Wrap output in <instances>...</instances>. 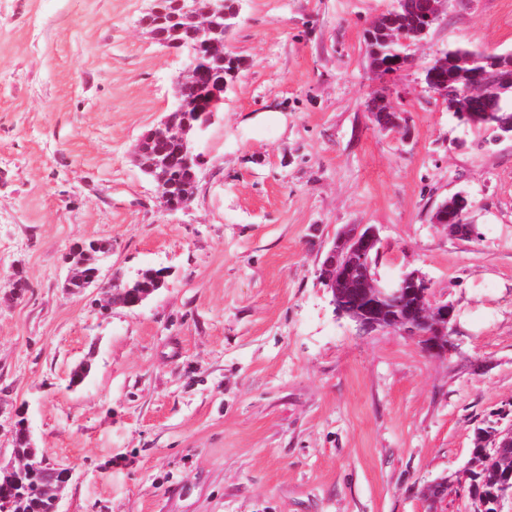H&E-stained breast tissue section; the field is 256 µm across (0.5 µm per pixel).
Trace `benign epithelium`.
<instances>
[{
    "label": "benign epithelium",
    "mask_w": 512,
    "mask_h": 512,
    "mask_svg": "<svg viewBox=\"0 0 512 512\" xmlns=\"http://www.w3.org/2000/svg\"><path fill=\"white\" fill-rule=\"evenodd\" d=\"M240 2L242 0H211L208 8L195 11L186 6L187 0H150L149 7L139 20V27L151 38L154 37L151 28L163 16H169L180 24L191 23L196 28L198 41L184 48L186 67L178 80L173 104V111L186 114V119L181 126L176 127L172 117L166 116L141 136L143 140L162 139L177 144L189 166L197 167L200 164V154L196 153L194 146L195 137L211 124L214 114L224 102L227 89L224 76H216L207 71L206 59L212 55H224V38L218 37V30L210 24L209 17L216 14L233 21L239 15ZM445 6V0H422L419 13L423 24L418 36L428 33ZM393 40L402 47V51L393 59L394 66L401 67L409 62L408 51L416 42L406 37L401 29L393 31ZM452 65L454 62L447 57L437 56L424 70L427 89L439 100L449 104V111L473 126L489 119L490 113L475 111V105L485 100L483 90L489 80L512 86V52L483 53L473 58L468 68L458 71L457 82L450 87L448 82L441 79L440 74ZM389 99L390 88L383 84L372 93L368 101L367 112L373 124L382 130L399 129L404 122L403 114L392 108ZM156 181V193L166 209L175 211L190 207L195 190L185 186L173 191L163 184L161 178H156ZM432 222L447 229L453 237L477 235L475 225L468 220V214L452 213L446 201L438 204ZM374 253H383V242L375 227L350 224L338 232L333 246L317 270L318 279L331 292V303L335 310L362 329L385 330L387 325L381 321L384 305L399 302L410 289L412 302L406 310V316L412 320V324L401 328V332L417 340L421 349L431 356L452 355L456 351L451 340L455 327V307L448 302H434L431 282L417 271L404 272L394 279H382L378 270L371 267L370 255ZM148 275L154 279L156 288L164 285V271L151 269ZM117 283L116 277L101 283L94 275L85 281L84 287L100 288L106 305L126 308L141 306L156 289L137 292L129 287L120 289ZM346 294L355 299V303L349 307L342 305V297ZM15 470L21 474H43L58 488L69 477V473L56 468L44 452L19 459ZM507 503L512 504L511 473L505 475L502 490L491 501L492 512H504Z\"/></svg>",
    "instance_id": "1"
}]
</instances>
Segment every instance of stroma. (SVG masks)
Returning <instances> with one entry per match:
<instances>
[{
  "mask_svg": "<svg viewBox=\"0 0 512 512\" xmlns=\"http://www.w3.org/2000/svg\"><path fill=\"white\" fill-rule=\"evenodd\" d=\"M395 3L245 0L195 198L170 212L131 158L184 69L139 28L147 0H0V460L23 414L72 471L59 512H473L461 486L423 490L512 419V141L483 145L422 71L512 51V0H448L388 78L405 128L382 131L364 31ZM459 192L469 240L431 222ZM346 224L379 229L382 277L419 270L454 304L457 353L336 313L317 270ZM91 240L103 277L164 286L132 310L64 288Z\"/></svg>",
  "mask_w": 512,
  "mask_h": 512,
  "instance_id": "1",
  "label": "stroma"
}]
</instances>
